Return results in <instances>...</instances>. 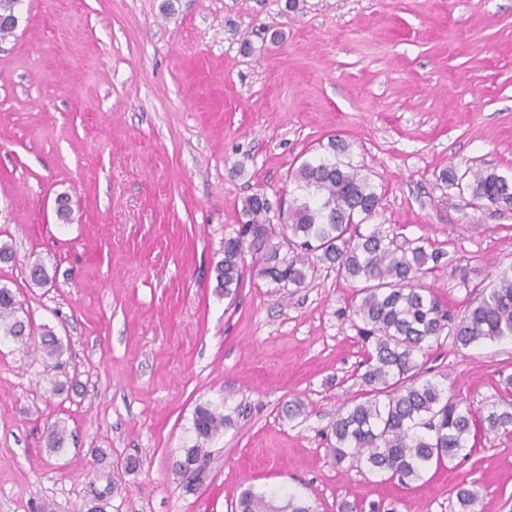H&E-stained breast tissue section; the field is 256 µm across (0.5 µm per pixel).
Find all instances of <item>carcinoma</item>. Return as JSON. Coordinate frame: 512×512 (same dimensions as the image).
I'll use <instances>...</instances> for the list:
<instances>
[{
  "mask_svg": "<svg viewBox=\"0 0 512 512\" xmlns=\"http://www.w3.org/2000/svg\"><path fill=\"white\" fill-rule=\"evenodd\" d=\"M322 152L304 158L290 174L295 189L288 204L256 191L243 202L241 222L224 238L215 263L216 292L234 296L246 277L263 280L282 294L307 285L317 264L356 288L350 316L364 348L357 380L361 400L340 408L330 426L331 452L341 463L354 460L402 486L419 481L427 468L452 460L468 438L512 434V403L464 407L423 378L422 360L431 344L451 337L459 346L512 339V268L495 271L492 281L473 284L467 267L455 263L459 285L474 295L463 312L444 303L425 284L443 267L444 254L409 242L381 224V194L368 174L347 161L349 144L332 138ZM439 181L488 208H512V180L495 171L446 168ZM15 293L0 286V340H10L63 366L64 344L52 331L34 336L29 316ZM218 406L199 405L192 419L193 444L184 456L200 463L189 472L176 465L186 483L203 480L206 445L231 426ZM65 429L48 428L47 448L64 447ZM478 491L461 484L460 512H474ZM236 512H316L294 494L244 491Z\"/></svg>",
  "mask_w": 512,
  "mask_h": 512,
  "instance_id": "cac0c4a2",
  "label": "carcinoma"
}]
</instances>
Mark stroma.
<instances>
[{
    "instance_id": "35a3bbf8",
    "label": "stroma",
    "mask_w": 512,
    "mask_h": 512,
    "mask_svg": "<svg viewBox=\"0 0 512 512\" xmlns=\"http://www.w3.org/2000/svg\"><path fill=\"white\" fill-rule=\"evenodd\" d=\"M0 39V285L66 345L46 367L0 342V512H235L284 489L317 512H512V435L405 488L327 432L360 387L353 290L318 267L282 296L213 267L255 191L337 136L382 194L377 223L468 266L512 267V210L443 187L446 167L512 175V0H22ZM71 208L56 215L57 198ZM42 262L48 285L28 268ZM427 379L478 408L505 399L512 341L431 348ZM66 388L57 393L54 382ZM301 400L306 416L283 417ZM234 423L203 480L174 469L196 406ZM70 434L48 451L52 424ZM137 457V470L125 469Z\"/></svg>"
}]
</instances>
